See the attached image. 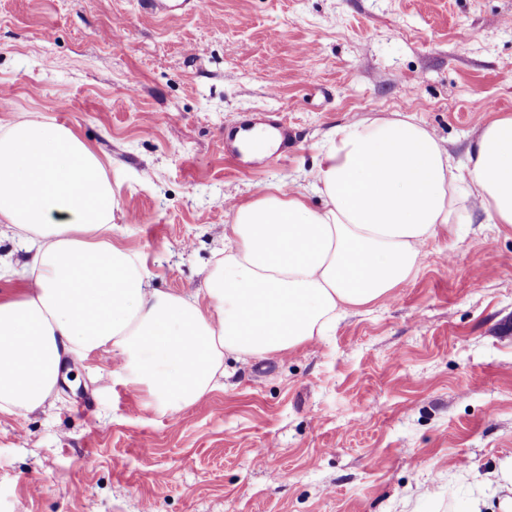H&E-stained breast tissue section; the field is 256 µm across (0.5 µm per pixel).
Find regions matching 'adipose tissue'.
Listing matches in <instances>:
<instances>
[{
	"label": "adipose tissue",
	"instance_id": "obj_1",
	"mask_svg": "<svg viewBox=\"0 0 512 512\" xmlns=\"http://www.w3.org/2000/svg\"><path fill=\"white\" fill-rule=\"evenodd\" d=\"M311 192L275 184L232 207L203 294L158 292L112 241L119 202L89 145L50 122L1 126L0 224L29 280L0 292V413L43 408L67 359L106 349L112 379L172 415L219 387L225 354L284 355L326 335L388 298L423 246L474 212L512 226V114L480 129L463 165L398 112L338 127Z\"/></svg>",
	"mask_w": 512,
	"mask_h": 512
}]
</instances>
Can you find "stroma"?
<instances>
[{"label": "stroma", "instance_id": "stroma-1", "mask_svg": "<svg viewBox=\"0 0 512 512\" xmlns=\"http://www.w3.org/2000/svg\"><path fill=\"white\" fill-rule=\"evenodd\" d=\"M202 8L0 0V125L62 124L104 159L112 239L151 288H203L225 198L309 187L336 127L399 112L463 164L512 113V0ZM282 122L287 149L236 148L239 130ZM113 363L68 360L44 409L0 414V512H495L512 493V228L474 215L327 336L225 355L223 388L177 415L112 381Z\"/></svg>", "mask_w": 512, "mask_h": 512}]
</instances>
